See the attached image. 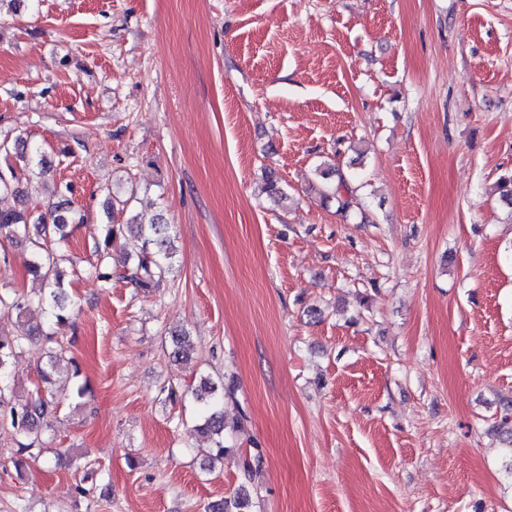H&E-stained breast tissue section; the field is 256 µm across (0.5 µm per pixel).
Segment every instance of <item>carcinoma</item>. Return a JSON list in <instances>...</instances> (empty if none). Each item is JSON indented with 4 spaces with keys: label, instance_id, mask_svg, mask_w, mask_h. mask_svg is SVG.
<instances>
[{
    "label": "carcinoma",
    "instance_id": "obj_1",
    "mask_svg": "<svg viewBox=\"0 0 512 512\" xmlns=\"http://www.w3.org/2000/svg\"><path fill=\"white\" fill-rule=\"evenodd\" d=\"M0 152L14 154L23 163V168L45 174L50 171L51 161L42 149L31 145L22 135L14 140H0ZM324 179L320 194L326 201H335L336 212L347 215L355 204V189L351 187V176L339 163H329L318 168ZM19 179L16 170L9 165L0 167V194H18ZM71 193L69 184L54 187L52 196L57 201L42 207L28 209L0 210V237L8 239L23 238L31 245L33 262L29 272L39 278L45 288L37 295L31 296L17 290L0 293V312L15 317L18 328L15 334H0V425L9 427L18 435L30 438L27 443L18 444L12 460L16 470H21L28 460L42 459L48 465L51 459L42 456L40 435L35 433L38 427L50 420L54 414V387L57 384L60 361L64 360L65 350L59 344L53 332H42L50 348L48 367L40 372L39 382L34 391L13 403L5 402L4 395L13 392L10 382V367L20 354L24 341L32 336L33 328L27 326L28 313L33 307L40 308L48 314V323L62 327L69 322L71 303L69 302L60 269L62 256L60 251L70 239L72 226L86 222L84 211L73 205L68 198ZM135 189H130L129 197L114 203L111 198L103 202V211L108 224L101 242L94 248L96 261L89 266V273L98 281L107 285L111 283L116 268L113 266V248L117 240L129 232L141 240L140 250L134 260L123 256V277L130 279L145 293L160 287L168 277L173 259L176 256L174 239L169 232L163 216L145 221L133 215L122 224L112 220L117 211L124 212L133 200ZM172 351L170 357L178 362L189 357L194 345L187 332H176L171 336ZM197 405L199 424L195 431L208 438L211 443L208 462L224 460L227 446L226 437L240 430L242 420L227 423L224 414V400L234 397V387L216 383L209 378L201 379L199 387L192 390ZM252 502L246 489H240L236 497L224 501L219 512H251Z\"/></svg>",
    "mask_w": 512,
    "mask_h": 512
}]
</instances>
